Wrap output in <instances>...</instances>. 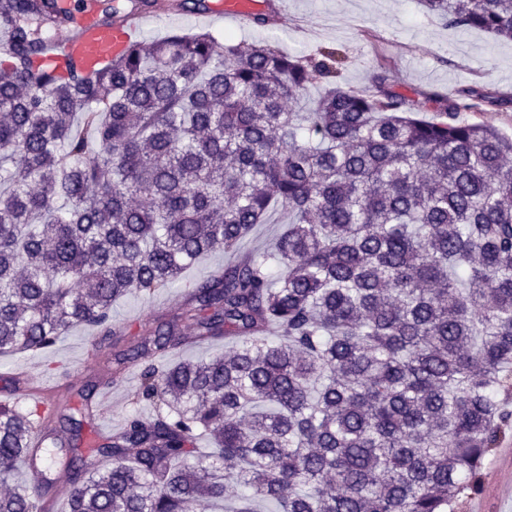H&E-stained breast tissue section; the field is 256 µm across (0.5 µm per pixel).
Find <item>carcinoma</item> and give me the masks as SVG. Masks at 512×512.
<instances>
[{
    "mask_svg": "<svg viewBox=\"0 0 512 512\" xmlns=\"http://www.w3.org/2000/svg\"><path fill=\"white\" fill-rule=\"evenodd\" d=\"M451 28L512 40V0H421ZM59 0H0V355L168 288L200 256L224 269L183 312L113 354L150 415L80 447L84 421L0 401V479L41 464L0 512H448L512 429V137L457 114L512 99L463 88L415 102L328 87L334 51L172 32L90 72L34 66ZM267 250L237 247L276 206ZM195 324L184 336L181 325ZM229 339L222 357L164 366Z\"/></svg>",
    "mask_w": 512,
    "mask_h": 512,
    "instance_id": "obj_1",
    "label": "carcinoma"
}]
</instances>
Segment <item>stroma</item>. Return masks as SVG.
<instances>
[{"mask_svg":"<svg viewBox=\"0 0 512 512\" xmlns=\"http://www.w3.org/2000/svg\"><path fill=\"white\" fill-rule=\"evenodd\" d=\"M281 10L277 23L238 27L232 21L203 23L191 13H176L150 22L139 35L150 42L180 31L211 32L215 37L271 44L290 56L306 57L322 50L336 51L341 64L337 84L365 89L373 76L384 74L389 86L410 99L440 93L450 95L462 86L512 97V42L496 40L480 29H454L426 14L418 0H273ZM226 258L215 251L203 256L179 283L150 294H132L114 304L112 322L120 342L133 339L158 318L180 315L185 290L220 270ZM102 339L93 328L77 326L54 347L36 353L0 358V400L10 398L21 409L33 397L19 396L15 374L27 370L29 386L48 380L68 407L78 408V393L98 381L106 364L96 350ZM112 397L100 403L94 421L83 431L92 441L108 427L119 426L133 411L150 413L137 402V380L127 376L112 386ZM454 512H512V432L492 449L482 470L479 491H466Z\"/></svg>","mask_w":512,"mask_h":512,"instance_id":"obj_1","label":"stroma"}]
</instances>
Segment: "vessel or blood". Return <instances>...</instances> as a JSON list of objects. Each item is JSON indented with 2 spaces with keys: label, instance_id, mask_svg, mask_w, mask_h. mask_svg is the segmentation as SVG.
<instances>
[{
  "label": "vessel or blood",
  "instance_id": "b4317fda",
  "mask_svg": "<svg viewBox=\"0 0 512 512\" xmlns=\"http://www.w3.org/2000/svg\"><path fill=\"white\" fill-rule=\"evenodd\" d=\"M261 7L260 0H210L205 15L247 24ZM149 18V13L132 11L106 22L96 11L83 9L73 24L57 30L46 47L44 61L57 67L72 63L88 72L96 70L121 54Z\"/></svg>",
  "mask_w": 512,
  "mask_h": 512
}]
</instances>
